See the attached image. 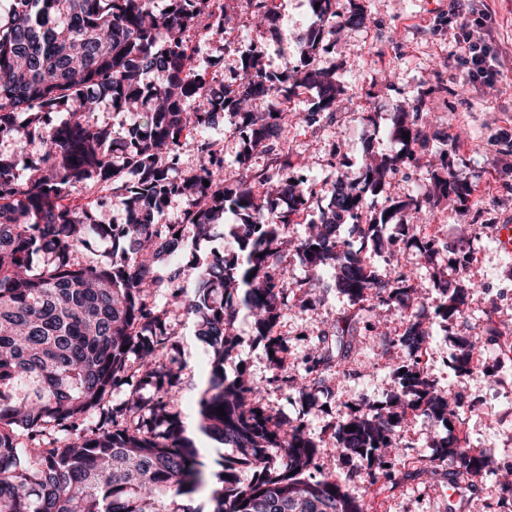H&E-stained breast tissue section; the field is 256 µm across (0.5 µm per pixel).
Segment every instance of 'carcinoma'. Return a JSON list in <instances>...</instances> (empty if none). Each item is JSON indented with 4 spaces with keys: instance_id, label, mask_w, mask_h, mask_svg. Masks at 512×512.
Listing matches in <instances>:
<instances>
[{
    "instance_id": "obj_1",
    "label": "carcinoma",
    "mask_w": 512,
    "mask_h": 512,
    "mask_svg": "<svg viewBox=\"0 0 512 512\" xmlns=\"http://www.w3.org/2000/svg\"><path fill=\"white\" fill-rule=\"evenodd\" d=\"M0 11V141L38 143L37 162L20 168L19 155L0 153V512H203L195 496L210 495L212 512H363L337 480L315 479L311 470L320 441L304 419L271 423L265 396L243 373L229 377L225 361L236 354L232 335L239 310L253 319L266 341L273 392L299 396L314 407L329 377L347 376L346 345L336 326L319 331L303 373H290L275 329L280 310L302 288L336 269L335 287L353 301L370 293L391 306L413 290L411 276L380 277L362 257L393 243L394 214H419L463 190L432 172L422 192L361 223L368 196L386 185L392 164L371 160L361 188L341 173L322 184L324 207L294 241L304 277L288 280L281 246L290 226L308 208L315 189L290 170L288 98L313 85L316 106L305 115L314 124L333 115L340 86L319 67L318 45L336 36L334 0H308L312 22L294 63L267 70L265 47L256 36L239 45L237 88L207 77L194 61L202 41L223 38L230 21L224 0H8ZM274 0H244L237 27L260 32L274 25ZM142 112V121L117 138L96 113L103 105ZM413 112L394 115L391 135L425 145ZM64 115L47 128L43 116ZM239 133L242 173L224 184V153L207 131L219 123ZM199 166L181 173V155ZM258 152L266 167L249 161ZM209 185H204L203 181ZM107 192L125 223L111 224L98 200L67 202L88 186ZM184 202L181 222L166 223L169 204ZM227 212L240 216L224 223ZM359 231V246L337 251L332 228L341 218ZM399 229L430 256L435 240L418 238L421 226ZM221 235L231 247L201 258L196 244ZM111 242L109 261H82L90 239ZM192 260L185 261L187 255ZM159 262L169 275L156 273ZM195 288L187 296L185 269ZM473 293L461 276L445 281L439 311L461 315ZM183 304L195 336L207 344V379L197 392L196 429L216 447L235 448L238 463L255 469L240 486L235 463L211 467L190 436L176 399L182 365L164 362L174 349L165 311L154 298ZM398 341L407 348L405 383L388 407L364 403L341 416L335 436L340 453L377 462L371 482L391 477L401 424L408 411L448 423L453 397L422 378L418 346L427 334L404 316ZM127 350H122V347ZM129 397L110 404L114 390ZM151 390L143 401L139 394ZM225 415H218V407ZM353 426L350 432L346 427ZM433 458L452 460L479 475L482 460L448 440L432 442Z\"/></svg>"
}]
</instances>
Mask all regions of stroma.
<instances>
[{
	"mask_svg": "<svg viewBox=\"0 0 512 512\" xmlns=\"http://www.w3.org/2000/svg\"><path fill=\"white\" fill-rule=\"evenodd\" d=\"M496 12V36L506 53L498 90L480 91L469 83L457 64L459 46L448 26L456 12V0H334L337 21L343 29L333 44L321 47L318 63L335 72L341 91L334 121L307 126L296 121L288 130V150L299 173L309 185H321L333 168L358 171L366 151L376 157L399 158L414 152L418 166H401L391 175L369 212L370 217L395 201L414 195L427 183L431 170L447 164L455 181L471 187L470 196L431 206L422 215L404 212L412 223H424L427 233L448 246L465 245L475 256L464 277L478 284L463 314L445 324L436 317L438 282L450 268L447 255L427 258L416 244L402 243L393 259L367 252L373 270L382 275L403 269L417 273V294L402 306L387 308L373 301L353 303L333 286L332 274L313 282L307 305L291 304L279 317L277 334L287 348L286 363L300 372L312 351L316 336L325 325L345 320L352 345L349 376L329 382L321 406L307 416L308 426L321 441L319 463L322 477L338 479L342 491L358 501L364 512H512V405L504 395L512 391V258L492 234V227L512 222V177L502 174L512 163V0H487ZM278 22L275 35L266 36L268 70L277 72L284 56L296 54L311 22L308 0H276ZM367 15L365 26L349 27L345 21L355 9ZM198 65L209 75L233 81L239 64L230 41L201 43ZM425 85L431 112L425 130L427 147L407 148L391 135L395 112L411 109L413 92ZM448 142V157L440 159L435 149ZM156 304L169 310L176 331L175 341L185 365L186 386L180 400L189 411L200 383V368L207 348L192 333V323L181 308L170 307L164 297ZM413 308L429 332L423 376L436 391H462L474 406L458 409L451 429L423 414L407 415L402 424L400 461L394 482H370L367 460L343 457L333 434L342 411L370 400L386 404L400 384L397 366L407 350L396 344L403 309ZM239 356L224 366L227 375L243 370L252 384L263 387L271 375L264 344L253 323L238 316L234 324ZM488 343L470 362L469 372H459L457 360L472 337ZM465 437L471 455L488 462L474 478V493L465 502L452 497L458 466L439 465L431 458L430 439Z\"/></svg>",
	"mask_w": 512,
	"mask_h": 512,
	"instance_id": "stroma-1",
	"label": "stroma"
}]
</instances>
